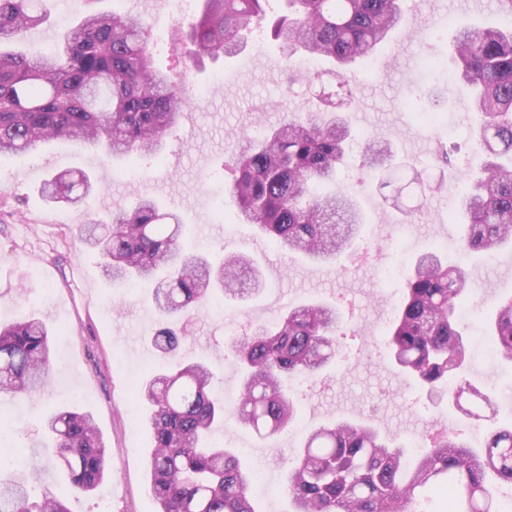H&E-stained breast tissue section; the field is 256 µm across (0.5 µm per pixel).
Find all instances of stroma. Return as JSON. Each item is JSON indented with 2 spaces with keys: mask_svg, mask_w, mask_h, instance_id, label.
<instances>
[{
  "mask_svg": "<svg viewBox=\"0 0 512 512\" xmlns=\"http://www.w3.org/2000/svg\"><path fill=\"white\" fill-rule=\"evenodd\" d=\"M47 7L50 18L28 31V45H55L90 13H138L152 23L155 67L187 70L190 82L205 95L194 99L167 134L159 163L112 162L69 141L47 143L23 163L0 156V323L25 314L42 317L52 329L51 376L69 385L31 398L0 395V465L9 471L14 463L46 457V418L74 406L93 415L112 468L104 493L80 494L61 470L47 465L31 483L32 498L54 492L72 512H155L147 490L144 409L134 400V387L162 364L150 344L162 322L146 287L114 285L104 276L100 256L74 232L83 221L81 212L40 194L43 180L64 169H83L98 183L92 211L127 208L139 197L153 196L180 216L183 241L194 252L218 261L244 251L254 259L263 276L257 293L243 300L201 302L184 325L185 359L213 367L220 395L239 393L241 370L227 350V339L241 324L271 321L288 307L313 299L340 309L336 362L317 378L295 383L291 396L297 412L291 427L270 439L232 422L213 432L214 440L235 449L264 483L256 494L262 512L288 508L282 450L299 447L309 431L334 421L369 424L382 439L396 443L431 423H447L474 447L490 427L512 421V366L500 362L480 328L496 299L512 295V248L468 258L458 250L460 227L449 221L446 201L456 182L465 181L461 163L474 150L464 120L468 92L457 85L447 98L435 100L437 84L427 75L431 65L447 69L458 27H512L511 13L495 7L476 13L471 0H401L400 29L380 49L373 67L356 72L349 98L338 92L328 63L319 59L288 80L278 44L259 33L236 56L186 68L170 36L193 15L162 11L156 0H47ZM331 101L341 103L351 117L355 159L341 170L336 185L363 212L365 224L355 241L369 254L363 265L345 255L333 263L312 264L280 250L237 223L236 200L224 186V163L237 135L259 136L289 110L320 117ZM380 136L393 140L399 156L426 167L424 183L406 175L399 188L381 187L361 159L366 140ZM453 145L459 148L454 165L438 164V156ZM401 224L411 228L410 246L388 236ZM429 250L444 260L465 262L472 278L461 316L472 353L468 376L490 395L491 404L474 403L467 394L456 407L432 401L386 354V334L403 284H383L382 271L398 258L410 261ZM470 407L476 416H465Z\"/></svg>",
  "mask_w": 512,
  "mask_h": 512,
  "instance_id": "stroma-1",
  "label": "stroma"
}]
</instances>
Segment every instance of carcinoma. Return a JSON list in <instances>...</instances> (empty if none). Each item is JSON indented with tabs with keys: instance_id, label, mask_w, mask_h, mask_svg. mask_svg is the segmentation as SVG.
Masks as SVG:
<instances>
[{
	"instance_id": "cac0c4a2",
	"label": "carcinoma",
	"mask_w": 512,
	"mask_h": 512,
	"mask_svg": "<svg viewBox=\"0 0 512 512\" xmlns=\"http://www.w3.org/2000/svg\"><path fill=\"white\" fill-rule=\"evenodd\" d=\"M44 0H0V155L26 157L50 141H81L112 160L161 161L165 136L194 100L193 92L157 69L146 18L90 14L48 52L6 51L47 17ZM199 15L173 38L192 46L189 60L234 54L246 33L266 27L288 60V71L306 57H326L339 87L352 67L367 65L402 20L399 0H285L270 18L269 0H202ZM460 82L470 91L469 128L475 138L469 167L478 177L466 186L449 220L463 226L467 252L501 249L512 242V29L460 28L453 40ZM352 149L349 117L327 112L318 119L289 113L263 137H239L224 164L225 186L238 201L237 223L250 224L281 249L313 261L347 251L364 223L352 196L326 192ZM389 143L366 147L367 162H392ZM95 188L82 171L46 181L42 195L80 210ZM178 214L146 197L106 218L89 215L78 238L103 259L113 283L151 287L163 320H185L208 299H240L238 284L256 278L251 259L232 254L214 264L185 250ZM470 288L466 270L426 251L404 276V297L387 345L391 362L439 398L448 382L477 400L489 397L465 371L468 347L456 313ZM341 324L336 307L314 300L292 308L271 325L257 324L229 341L242 367L236 403L227 407L212 387L216 375L201 362L179 359L180 334L159 330L152 344L169 361L136 389L148 406V490L155 512H258L250 497L255 480L234 450L207 441L227 421L273 437L291 424L296 408L288 382L311 379L336 359L332 333ZM485 329L500 361L512 363V298L498 303ZM51 336L46 323L23 317L0 327V393L31 397L51 384ZM45 431L55 466L77 491L89 492L108 473L106 445L93 417L58 411ZM287 470L288 512H498L512 493V426L491 430L472 448L442 435L423 451L385 443L365 425L337 421L312 432L303 447L281 457ZM28 468L0 476V512H70L51 492L32 502Z\"/></svg>"
}]
</instances>
